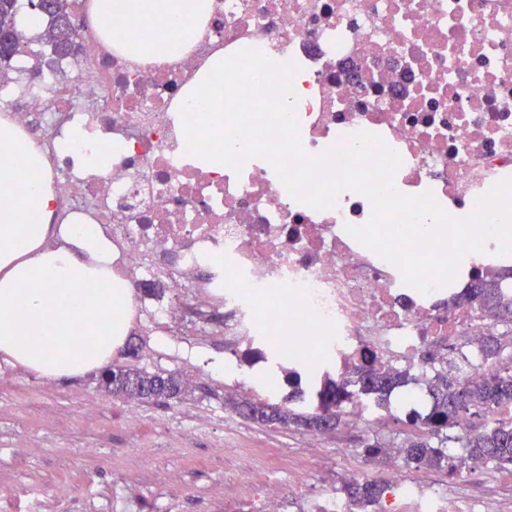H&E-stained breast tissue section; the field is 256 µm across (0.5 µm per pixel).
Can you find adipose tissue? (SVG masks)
Here are the masks:
<instances>
[{
  "instance_id": "obj_1",
  "label": "adipose tissue",
  "mask_w": 512,
  "mask_h": 512,
  "mask_svg": "<svg viewBox=\"0 0 512 512\" xmlns=\"http://www.w3.org/2000/svg\"><path fill=\"white\" fill-rule=\"evenodd\" d=\"M92 19H135L123 41L143 61L175 45L172 27L199 25L204 0H94ZM41 147L0 121V358L43 378L78 377L107 365L130 323L115 317L128 293L111 285L112 242L97 224H58L48 183L30 184L44 168ZM109 281L106 293L93 284Z\"/></svg>"
}]
</instances>
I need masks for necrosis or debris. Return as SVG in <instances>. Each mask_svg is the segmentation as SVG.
I'll list each match as a JSON object with an SVG mask.
<instances>
[{"label": "necrosis or debris", "mask_w": 512, "mask_h": 512, "mask_svg": "<svg viewBox=\"0 0 512 512\" xmlns=\"http://www.w3.org/2000/svg\"><path fill=\"white\" fill-rule=\"evenodd\" d=\"M206 25L181 37L176 59L145 63L92 26L71 52L43 57L25 8L16 25L24 46L14 80L0 79V115L22 132L40 126L62 224H103L112 232V277L129 290L130 320L168 328L187 310L224 307V365L237 385L266 402L300 389L315 408L327 382L352 369L418 370L440 348L465 358V380L512 372V317L460 302L475 276L497 280L512 300V257L495 241L430 294L361 245L347 226L372 216L367 198L341 192L317 211L293 200L274 169L255 158L211 169L186 152L184 89L218 54L256 48L296 61L295 116L306 154L379 135L402 163L394 185L432 191L450 215L465 217L494 184L512 177V0H209ZM81 145L63 149L73 128ZM110 145L106 169L92 160ZM173 294L145 306L139 289ZM190 289L191 305L179 291ZM508 342L484 359L486 337ZM288 486L249 472L247 497L224 494V512H279ZM383 512H466L456 498L391 474Z\"/></svg>", "instance_id": "4bbe7bcc"}]
</instances>
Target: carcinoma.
Returning <instances> with one entry per match:
<instances>
[{
	"label": "carcinoma",
	"mask_w": 512,
	"mask_h": 512,
	"mask_svg": "<svg viewBox=\"0 0 512 512\" xmlns=\"http://www.w3.org/2000/svg\"><path fill=\"white\" fill-rule=\"evenodd\" d=\"M43 25L39 38L54 51H67L77 39V29L72 21L71 0H49V9L41 13ZM465 297L475 303L501 302L494 282L476 277ZM148 381L157 387L155 399L180 395L185 391L182 381L148 371L121 370L109 373L106 386L112 393L133 396L136 383ZM353 383L372 396L377 405L388 407L389 397L399 388L420 384V379L407 370L382 372L363 369L353 372ZM432 398L429 411L423 415L406 417L407 438L400 445L402 458L416 469L437 468L455 476L470 461L485 463L494 468L512 469V425L485 419L487 410L512 404V374L496 373L480 382L464 381L446 373L426 382ZM348 396L345 387L332 385L322 395L318 410H294L249 398L224 395L225 405L245 419L260 424L295 425L311 432L320 431L324 419L332 417L335 424L342 422V401ZM478 417L475 424L468 417ZM345 498L352 512H369L387 492L386 482L378 479L363 480L344 488Z\"/></svg>",
	"instance_id": "carcinoma-1"
}]
</instances>
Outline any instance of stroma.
<instances>
[{"label":"stroma","instance_id":"1","mask_svg":"<svg viewBox=\"0 0 512 512\" xmlns=\"http://www.w3.org/2000/svg\"><path fill=\"white\" fill-rule=\"evenodd\" d=\"M182 336H148L132 328L115 365L173 374L186 391L175 399L139 404L129 429L126 398L105 390L93 374L50 381L0 362V512H55L75 499L78 512H224V484L256 468L287 481L293 465L309 472L308 494L341 492L345 462L360 463L364 441H403L409 410L404 390L372 425L342 422L321 447L296 428L259 424L224 405L232 382L223 363L224 311L214 307L186 321ZM425 483L468 501L475 512H512L506 470L470 465L455 478L421 470Z\"/></svg>","mask_w":512,"mask_h":512}]
</instances>
